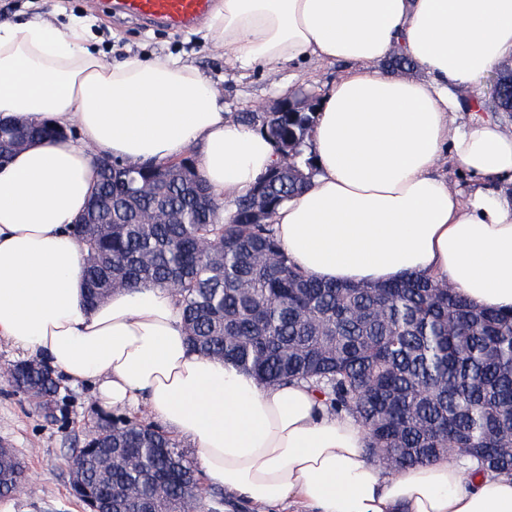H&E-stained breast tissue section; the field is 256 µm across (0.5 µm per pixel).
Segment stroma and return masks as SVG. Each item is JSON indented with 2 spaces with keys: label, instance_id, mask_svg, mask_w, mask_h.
Segmentation results:
<instances>
[{
  "label": "stroma",
  "instance_id": "stroma-1",
  "mask_svg": "<svg viewBox=\"0 0 512 512\" xmlns=\"http://www.w3.org/2000/svg\"><path fill=\"white\" fill-rule=\"evenodd\" d=\"M39 13L66 21L68 16L92 20L99 49L106 58L126 53L178 56L193 64L217 89L225 111L255 112L279 100V85L290 96H321L343 71L342 64L298 68L284 64L276 76L243 71L226 63L224 53L196 30H153L136 22L109 16L93 0H0V18ZM60 409L45 417L35 401L16 393L0 377V446L14 449L26 468L20 493L0 497V512H84L70 491L71 457L106 411L97 406L91 387L62 383Z\"/></svg>",
  "mask_w": 512,
  "mask_h": 512
}]
</instances>
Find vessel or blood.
<instances>
[{
    "label": "vessel or blood",
    "mask_w": 512,
    "mask_h": 512,
    "mask_svg": "<svg viewBox=\"0 0 512 512\" xmlns=\"http://www.w3.org/2000/svg\"><path fill=\"white\" fill-rule=\"evenodd\" d=\"M212 3L213 0H110L109 7L119 15L179 29L207 15Z\"/></svg>",
    "instance_id": "b4317fda"
}]
</instances>
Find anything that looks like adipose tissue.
Returning a JSON list of instances; mask_svg holds the SVG:
<instances>
[{
  "label": "adipose tissue",
  "instance_id": "adipose-tissue-1",
  "mask_svg": "<svg viewBox=\"0 0 512 512\" xmlns=\"http://www.w3.org/2000/svg\"><path fill=\"white\" fill-rule=\"evenodd\" d=\"M91 26L0 20V116L66 132L0 167V336L91 385L101 407L145 411L190 446L209 485L259 512H512L510 476L472 474L453 454L385 469L367 432L306 384L270 388L191 352L168 289L122 288L87 305L68 227L98 156L162 163L198 148L228 223L277 159L191 64L103 60ZM203 37L243 70L348 64L318 100L313 185L272 217L304 273L347 284L421 274L475 307L512 310V201L496 187L512 180V128L457 95L512 58V0H219ZM397 47L424 79L382 70ZM461 110L467 119L449 127ZM444 155L469 187L449 184Z\"/></svg>",
  "mask_w": 512,
  "mask_h": 512
}]
</instances>
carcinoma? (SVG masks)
Returning <instances> with one entry per match:
<instances>
[{"label": "carcinoma", "mask_w": 512, "mask_h": 512, "mask_svg": "<svg viewBox=\"0 0 512 512\" xmlns=\"http://www.w3.org/2000/svg\"><path fill=\"white\" fill-rule=\"evenodd\" d=\"M496 111L512 112V66L497 72ZM280 161L223 222L192 156L132 166L97 160L98 184L70 233L83 247L90 300L116 288L167 287L191 349L229 360L274 387L306 382L334 412L364 427L388 469L428 462L457 445L477 473L512 475V311L477 309L424 276L380 285L323 283L297 270L271 217L309 188L315 112H240ZM15 392L58 408L59 380L21 361ZM73 494L90 512H221L197 465L163 429L117 416L97 423L72 458ZM0 458V497L23 482Z\"/></svg>", "instance_id": "obj_1"}]
</instances>
